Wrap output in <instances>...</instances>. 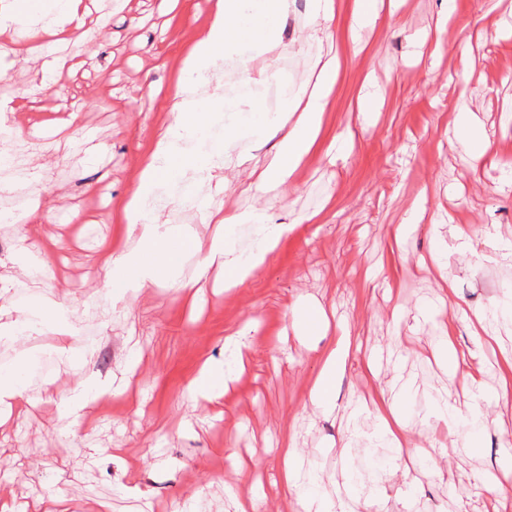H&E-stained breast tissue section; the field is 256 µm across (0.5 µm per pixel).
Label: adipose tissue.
Segmentation results:
<instances>
[{"label": "adipose tissue", "mask_w": 512, "mask_h": 512, "mask_svg": "<svg viewBox=\"0 0 512 512\" xmlns=\"http://www.w3.org/2000/svg\"><path fill=\"white\" fill-rule=\"evenodd\" d=\"M82 0H12L0 10V32L12 31L11 41L0 44V60L25 59L29 45L39 31L55 30L71 35L81 34L86 13ZM288 11V0H211L210 18L181 60L182 83L176 100L169 106L170 121L153 141L150 155L142 165L135 189L121 205V213L129 233L135 234V248L104 251L103 265L115 275L118 294L135 295L168 282L185 290L196 288L206 279L213 266L224 272L225 288H237L249 280L272 253L281 238L289 232L288 225L270 223L259 210L220 213L210 210L204 192L214 178L224 171L223 147L208 148L207 141L214 120L205 112L202 88L218 81L227 59L240 55L243 46L259 52L275 50L280 44L278 22ZM338 67L329 61L321 67L314 88L286 100L277 112L260 113L241 132L249 140L251 153L238 156L239 168H249L255 151L266 141L279 137L278 149L267 167L253 182L254 190L263 193L283 192L294 173L311 153L321 131L323 114L336 84ZM192 171L193 180L182 184L185 171ZM194 208L203 211L217 230L208 243L167 223L162 214L167 207ZM248 225L255 239L249 251H238L233 233L237 226ZM194 264L193 278H183L185 261ZM352 345L349 333H342L336 345L321 356V369L310 391L315 410L330 415L336 410L334 381L345 366ZM223 361L206 362L189 387V395L197 406L218 403L224 396L228 381L243 364L242 343L237 334L226 336ZM372 404L381 423L372 434H363L358 425H350V439L369 437L372 446L399 448L405 436L406 420L395 401L386 394L374 397ZM428 419L442 425L445 431L485 427L487 412L481 391H473L464 400L449 401L439 397L427 414ZM283 492L294 493L303 512H383L377 491L357 494L351 482H344L335 496H321L316 481L294 445L281 450Z\"/></svg>", "instance_id": "ef3b65f1"}]
</instances>
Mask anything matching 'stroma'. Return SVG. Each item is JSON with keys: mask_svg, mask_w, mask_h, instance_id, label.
<instances>
[{"mask_svg": "<svg viewBox=\"0 0 512 512\" xmlns=\"http://www.w3.org/2000/svg\"><path fill=\"white\" fill-rule=\"evenodd\" d=\"M313 0H289L280 45L248 50L249 87L222 82L224 101L213 136L228 134L230 156L248 152L235 132L252 118L235 108L244 94L257 108L279 111L287 96L312 87L321 64L337 57L336 86L318 143L280 197L244 191L226 168L209 187L213 209L264 211L290 225L265 268L229 291L205 284L201 312L186 294L163 285L139 296L113 293L100 265L113 241L118 207L137 183L181 80L179 60L210 13V0H84L83 35L56 53L36 52L0 68V96L14 109L11 160L0 167V212L40 202L43 214L24 227L0 222V243L26 246L53 276L6 278L0 312L68 309L71 335L50 328L0 346V368L32 353L26 368L25 412L0 430V504L33 512L59 501L65 512H235L225 486L250 489L257 512H298L280 492V447L295 439L333 493L346 473L382 471L386 512H499L485 487L512 462V400L490 407L495 423L476 447L446 440L432 448L416 426L433 399L471 389L429 348L450 327L457 353L474 354L487 395L503 384L502 357L512 352V319L495 317L474 335L469 316L492 301L512 302V264L484 236L512 233V0H404L382 6L353 47L357 0H335L331 20L312 17ZM453 22L438 27L445 13ZM52 89L40 93L41 77ZM381 93L372 119L359 102ZM472 114L490 142L479 154L463 114ZM76 143L57 147L58 128ZM91 135L103 151L90 159ZM40 165L27 184L16 170ZM422 218L396 235L412 201ZM474 228L470 252L456 251L457 227ZM308 296L343 322L356 342L337 377V413L309 403L321 353L336 328L299 340L291 306ZM245 329L248 363L219 404L193 408L188 386L205 359L224 357V339ZM67 345L84 357L72 368L57 354ZM127 379L121 396L100 401L78 420L62 400L86 377ZM386 392L412 427L399 452L360 441L349 470L339 450L347 441L341 415L351 402Z\"/></svg>", "mask_w": 512, "mask_h": 512, "instance_id": "stroma-1", "label": "stroma"}]
</instances>
